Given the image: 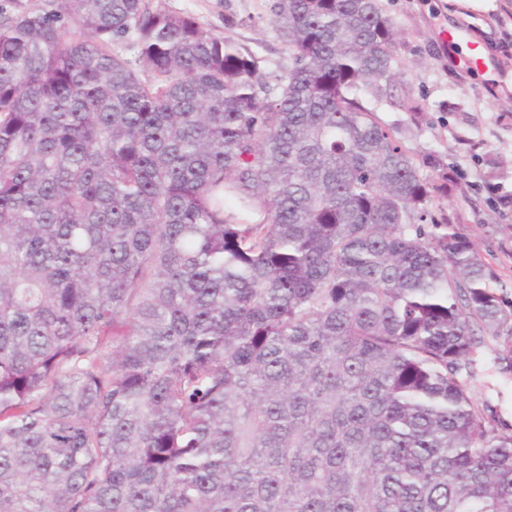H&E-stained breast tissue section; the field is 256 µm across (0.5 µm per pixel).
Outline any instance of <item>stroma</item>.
Listing matches in <instances>:
<instances>
[{
	"label": "stroma",
	"instance_id": "35a3bbf8",
	"mask_svg": "<svg viewBox=\"0 0 512 512\" xmlns=\"http://www.w3.org/2000/svg\"><path fill=\"white\" fill-rule=\"evenodd\" d=\"M271 0H159L162 8L192 14L213 34L257 53L268 67L286 61L270 25ZM400 30L394 47L395 82L376 102L379 118L395 127L419 156L441 158L444 168L423 167L454 185L436 202L470 239L496 278L512 292V0H382ZM465 28L466 40L446 33ZM484 66L472 64L473 55ZM408 97L417 114L393 107ZM512 341L490 340L475 356L467 388L491 424L512 426V370L503 361Z\"/></svg>",
	"mask_w": 512,
	"mask_h": 512
}]
</instances>
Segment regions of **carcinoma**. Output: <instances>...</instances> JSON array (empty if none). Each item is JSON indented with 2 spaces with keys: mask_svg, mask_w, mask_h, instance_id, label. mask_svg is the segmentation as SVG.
Segmentation results:
<instances>
[{
  "mask_svg": "<svg viewBox=\"0 0 512 512\" xmlns=\"http://www.w3.org/2000/svg\"><path fill=\"white\" fill-rule=\"evenodd\" d=\"M273 69L155 0H0V512H512V298L366 99L381 0ZM512 340L504 337L497 341L488 340L475 355L473 376L463 375L467 388L484 409L488 422L501 427L512 426V369L505 370L506 356Z\"/></svg>",
  "mask_w": 512,
  "mask_h": 512,
  "instance_id": "carcinoma-1",
  "label": "carcinoma"
}]
</instances>
